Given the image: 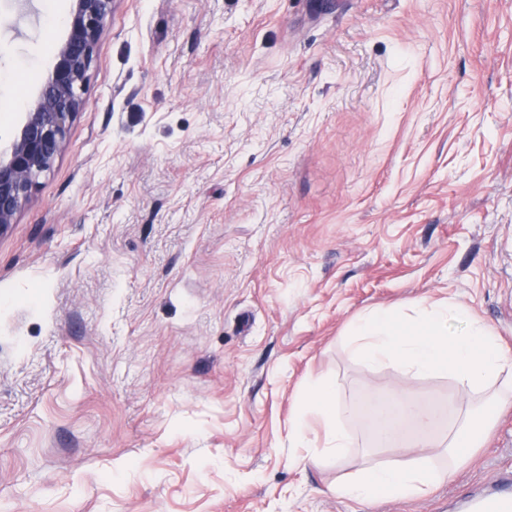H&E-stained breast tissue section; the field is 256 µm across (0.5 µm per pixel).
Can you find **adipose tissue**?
<instances>
[{"mask_svg": "<svg viewBox=\"0 0 512 512\" xmlns=\"http://www.w3.org/2000/svg\"><path fill=\"white\" fill-rule=\"evenodd\" d=\"M345 351L367 367L391 365L410 378L448 379L467 396L478 397L489 421L504 403L486 398V391L512 379V353L502 347L490 327L458 302L424 298L407 313L396 307L374 309L351 325ZM303 399L308 414L296 422L298 440L307 439L309 416H316L327 428L326 446L312 453L310 464L349 453L354 436L346 421L363 406L372 411L373 444L398 449L395 461L371 466L338 486V494L365 504L382 497L404 500L424 496L450 480L483 441L482 433L471 424V414H464L448 428L441 409L418 405L402 393L392 395L385 404L369 394L358 407L339 401L334 383L322 381L308 386ZM417 448L443 449L447 465L435 468L421 463L413 454Z\"/></svg>", "mask_w": 512, "mask_h": 512, "instance_id": "obj_1", "label": "adipose tissue"}]
</instances>
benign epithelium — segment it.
I'll list each match as a JSON object with an SVG mask.
<instances>
[{
	"instance_id": "7a95c632",
	"label": "benign epithelium",
	"mask_w": 512,
	"mask_h": 512,
	"mask_svg": "<svg viewBox=\"0 0 512 512\" xmlns=\"http://www.w3.org/2000/svg\"><path fill=\"white\" fill-rule=\"evenodd\" d=\"M67 35L36 99L21 113L10 140L0 144V234L50 172L66 144L70 123L85 105V87L114 0H72Z\"/></svg>"
}]
</instances>
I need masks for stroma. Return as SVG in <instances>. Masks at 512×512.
Wrapping results in <instances>:
<instances>
[{"label":"stroma","instance_id":"1","mask_svg":"<svg viewBox=\"0 0 512 512\" xmlns=\"http://www.w3.org/2000/svg\"><path fill=\"white\" fill-rule=\"evenodd\" d=\"M71 0H0V135ZM67 146L0 234V512H465L512 408L448 483L367 505L292 423L312 381L454 414L367 368L361 314L454 300L512 351V0H115Z\"/></svg>","mask_w":512,"mask_h":512}]
</instances>
